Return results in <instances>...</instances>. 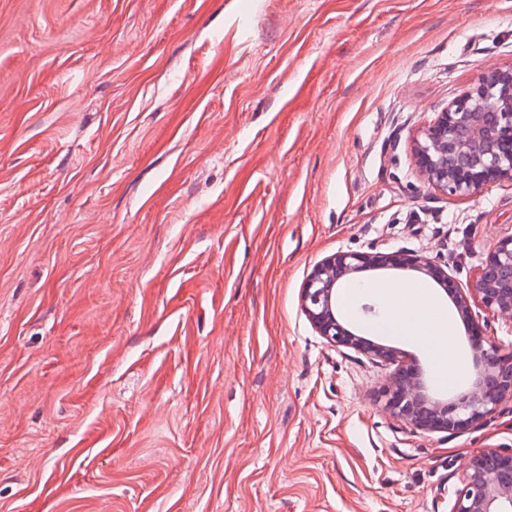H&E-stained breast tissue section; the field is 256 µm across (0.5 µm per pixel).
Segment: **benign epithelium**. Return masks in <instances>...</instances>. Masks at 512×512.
I'll list each match as a JSON object with an SVG mask.
<instances>
[{
  "label": "benign epithelium",
  "mask_w": 512,
  "mask_h": 512,
  "mask_svg": "<svg viewBox=\"0 0 512 512\" xmlns=\"http://www.w3.org/2000/svg\"><path fill=\"white\" fill-rule=\"evenodd\" d=\"M411 150L424 185L434 191L469 197L491 184L512 182V68H485L468 91L418 127ZM377 267L410 269L438 281L477 338L472 390L449 400L435 398L420 372L401 367L381 391L394 418L416 433L452 435L485 422L504 400H512V356L482 339L473 312L476 304L512 323V234L488 250L465 289L442 266L419 255L337 252L315 265L303 285L301 306L318 335L333 346L390 361L396 350L356 335L336 318L337 283ZM462 482L450 512H512V453L489 449L472 455Z\"/></svg>",
  "instance_id": "1"
}]
</instances>
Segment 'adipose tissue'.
Returning <instances> with one entry per match:
<instances>
[{"label":"adipose tissue","mask_w":512,"mask_h":512,"mask_svg":"<svg viewBox=\"0 0 512 512\" xmlns=\"http://www.w3.org/2000/svg\"><path fill=\"white\" fill-rule=\"evenodd\" d=\"M368 293L379 299L385 309L379 321L372 324L373 332L408 337L428 353L440 379L456 377L461 369L456 355V324L430 291L420 285L393 281L356 283L343 290L342 300L350 307Z\"/></svg>","instance_id":"obj_1"}]
</instances>
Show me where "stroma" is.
<instances>
[{
    "instance_id": "obj_1",
    "label": "stroma",
    "mask_w": 512,
    "mask_h": 512,
    "mask_svg": "<svg viewBox=\"0 0 512 512\" xmlns=\"http://www.w3.org/2000/svg\"><path fill=\"white\" fill-rule=\"evenodd\" d=\"M512 0H0V512H450L512 403L421 434L396 363L301 308L338 252L460 287L512 182L427 189L415 130L489 65Z\"/></svg>"
}]
</instances>
